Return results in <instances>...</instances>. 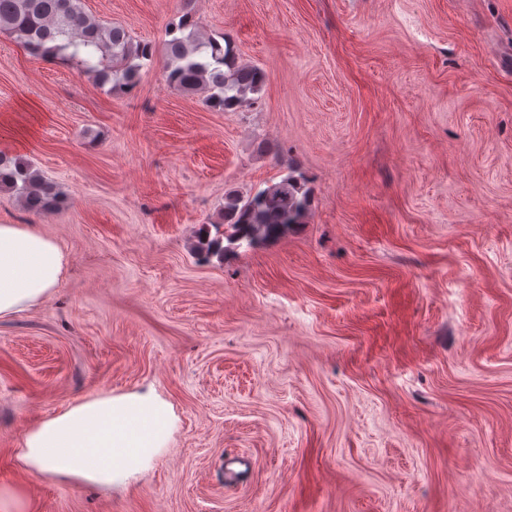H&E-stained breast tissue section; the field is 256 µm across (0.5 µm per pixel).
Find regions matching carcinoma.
Listing matches in <instances>:
<instances>
[{
    "mask_svg": "<svg viewBox=\"0 0 512 512\" xmlns=\"http://www.w3.org/2000/svg\"><path fill=\"white\" fill-rule=\"evenodd\" d=\"M83 0H0V34L36 59L48 58L92 77L101 88L132 89L143 68L153 64L149 43L134 40L123 27L102 24L88 14ZM164 43L163 76L182 93H201L215 111L235 109L255 99L264 85L263 74L239 62L231 42L204 35L186 10L169 25ZM0 191L15 195L34 215L54 210L61 202L56 185L18 155L0 151ZM310 190L303 178L288 173L272 186L244 196L224 197V232L199 241L208 257L224 260V244L254 246L278 237L293 224L303 223Z\"/></svg>",
    "mask_w": 512,
    "mask_h": 512,
    "instance_id": "carcinoma-1",
    "label": "carcinoma"
}]
</instances>
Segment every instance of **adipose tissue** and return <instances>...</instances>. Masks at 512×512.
I'll return each mask as SVG.
<instances>
[{
    "label": "adipose tissue",
    "instance_id": "adipose-tissue-1",
    "mask_svg": "<svg viewBox=\"0 0 512 512\" xmlns=\"http://www.w3.org/2000/svg\"><path fill=\"white\" fill-rule=\"evenodd\" d=\"M64 268L58 242L25 224H0V319L48 298ZM170 424L169 408L159 400L139 393L107 394L28 430L17 458L35 475L109 487L164 447Z\"/></svg>",
    "mask_w": 512,
    "mask_h": 512
}]
</instances>
